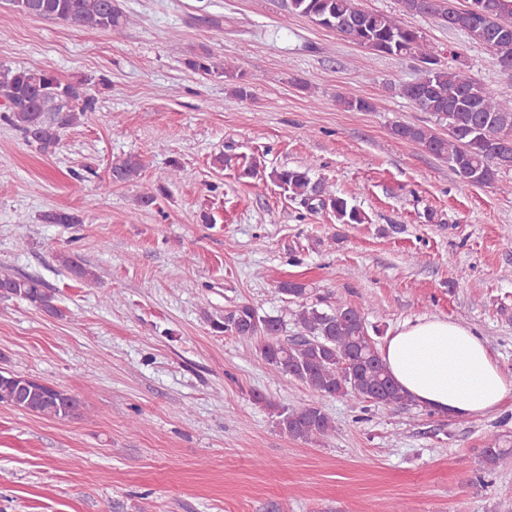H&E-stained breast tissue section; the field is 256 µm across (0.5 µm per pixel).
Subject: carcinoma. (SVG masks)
Here are the masks:
<instances>
[{
    "label": "carcinoma",
    "instance_id": "1",
    "mask_svg": "<svg viewBox=\"0 0 512 512\" xmlns=\"http://www.w3.org/2000/svg\"><path fill=\"white\" fill-rule=\"evenodd\" d=\"M23 15L73 22L95 27L114 36L128 23L116 0H11ZM288 11L309 18L320 27L346 32L351 41L376 53L412 57L422 63L414 81L398 85V93L448 127L440 136L423 126L398 123L391 134L422 146L463 182L491 185L498 173L512 169V101L495 98L477 79L442 63L418 31L393 17L358 6L356 0H286ZM431 15L443 25L458 29L474 42L488 47L494 63L512 69V0H485L481 14H469L456 0H436ZM187 66L204 75H224L206 54L187 60ZM95 96L89 82L64 81L44 68L0 67V121L20 131L26 141L44 153L59 146L65 129L94 110ZM141 155L128 154L112 162L111 179L126 184L139 178ZM271 180L285 189L310 212L330 211L340 224H361V212L330 191L322 179H312L302 167L275 170ZM47 224H79V214L65 209L46 211ZM62 265L84 282L98 275L69 255ZM279 291L301 302L298 323L301 334L284 342L282 325L262 317L254 307L241 304L221 319L210 320L211 330L244 340H254L256 353L281 377L305 384L317 400L299 408L278 406L260 393L254 400L264 404L276 426L290 438L320 442L335 432L324 410L323 398L359 400L374 404H399L407 396L391 378L375 342L368 333L361 310L339 302L325 311L304 302L307 288L283 281ZM0 297L18 298L55 317L63 316L55 292L31 276L0 273ZM0 403L25 413L55 419L80 414L81 399L50 383L28 376L0 372ZM512 461V448L500 447V437L486 436L483 462L488 470Z\"/></svg>",
    "mask_w": 512,
    "mask_h": 512
}]
</instances>
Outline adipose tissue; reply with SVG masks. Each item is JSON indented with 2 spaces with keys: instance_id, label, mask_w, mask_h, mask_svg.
Here are the masks:
<instances>
[{
  "instance_id": "obj_1",
  "label": "adipose tissue",
  "mask_w": 512,
  "mask_h": 512,
  "mask_svg": "<svg viewBox=\"0 0 512 512\" xmlns=\"http://www.w3.org/2000/svg\"><path fill=\"white\" fill-rule=\"evenodd\" d=\"M382 357L410 399L451 418L496 410L512 394L482 336L454 322L420 318L387 338Z\"/></svg>"
}]
</instances>
